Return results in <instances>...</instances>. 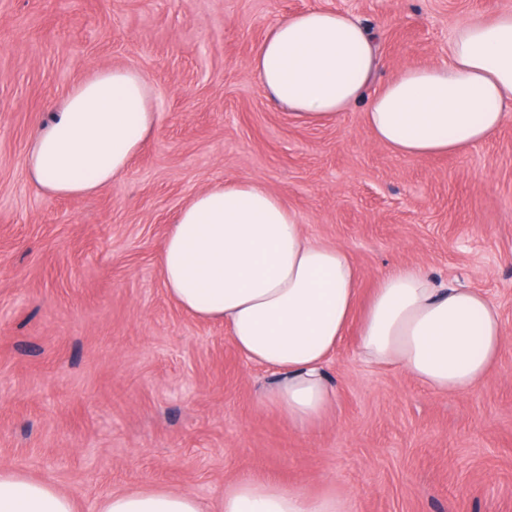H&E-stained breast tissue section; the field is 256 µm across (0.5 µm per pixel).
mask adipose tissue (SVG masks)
I'll use <instances>...</instances> for the list:
<instances>
[{
    "mask_svg": "<svg viewBox=\"0 0 512 512\" xmlns=\"http://www.w3.org/2000/svg\"><path fill=\"white\" fill-rule=\"evenodd\" d=\"M446 63L410 65L377 84L380 57L360 21L309 9L278 20L250 70L289 117L319 125L364 105L377 143L399 157L464 154L492 140L512 114V12L467 18ZM151 85L134 67L96 72L65 95L29 143V179L54 197L94 194L126 171L153 137ZM170 298L195 318L224 325L251 363L275 379L260 403L308 432L336 404L325 367L350 328L360 359L397 366L428 389L470 391L497 365L503 321L483 292L445 286L415 267L381 274L358 306L360 274L342 247L307 238L297 215L259 180L218 182L177 214L159 256ZM221 512H350L348 497L242 476ZM0 512H76L47 481L0 469ZM97 512H205L186 492L115 493Z\"/></svg>",
    "mask_w": 512,
    "mask_h": 512,
    "instance_id": "1",
    "label": "adipose tissue"
}]
</instances>
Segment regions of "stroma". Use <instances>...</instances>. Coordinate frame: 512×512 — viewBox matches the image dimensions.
<instances>
[{"instance_id":"obj_1","label":"stroma","mask_w":512,"mask_h":512,"mask_svg":"<svg viewBox=\"0 0 512 512\" xmlns=\"http://www.w3.org/2000/svg\"><path fill=\"white\" fill-rule=\"evenodd\" d=\"M311 8L360 18L382 84L447 61L461 19L512 0H0V467L54 483L78 512L151 488L216 512L243 475L335 487L353 512H512V118L429 158L391 154L360 105L291 120L250 59ZM127 66L151 81L155 137L93 196L46 195L25 166L39 125L94 71ZM243 178L346 248L364 288L410 265L484 292L504 323L495 372L436 393L361 361L351 333L326 367L337 402L320 427L260 408L270 373L179 308L158 266L176 213Z\"/></svg>"}]
</instances>
